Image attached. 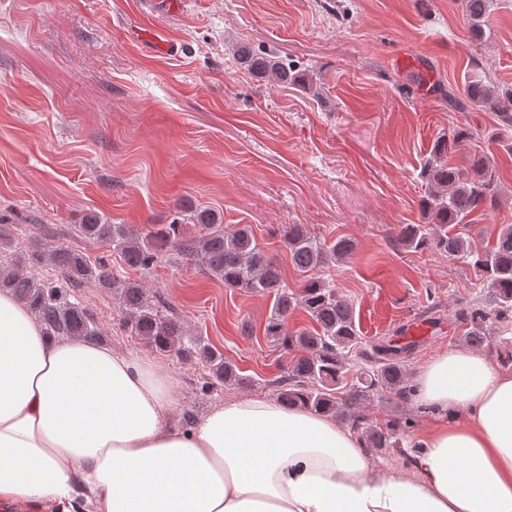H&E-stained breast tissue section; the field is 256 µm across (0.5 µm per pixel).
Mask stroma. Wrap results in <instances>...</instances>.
Instances as JSON below:
<instances>
[{
  "label": "stroma",
  "instance_id": "1",
  "mask_svg": "<svg viewBox=\"0 0 512 512\" xmlns=\"http://www.w3.org/2000/svg\"><path fill=\"white\" fill-rule=\"evenodd\" d=\"M492 2L476 46L461 0H0V215L18 227L13 248L41 240L104 258L253 377L248 388L203 392L200 365L156 354L129 336L110 292L79 288L106 346L173 378L178 423L274 396L291 354L264 335L273 298L227 288L179 256L147 272L125 268L112 247L76 232L88 211L142 234L181 205L214 210L251 226L293 290L302 276L282 227L350 239L351 255L321 274L352 305L365 346L403 342L424 320L433 331L410 347V371L467 347L460 313L490 296L479 270L394 237L423 223L420 170L433 141L456 128L500 172L497 207L466 227L473 248L512 224V158L489 138L496 116L452 110L439 93L462 92L469 75L512 86V0ZM134 28L174 53L153 52ZM243 47L281 57L309 86L251 75L236 56ZM365 413L381 425L411 421L400 447L365 451L372 464L407 466L428 416L393 396Z\"/></svg>",
  "mask_w": 512,
  "mask_h": 512
}]
</instances>
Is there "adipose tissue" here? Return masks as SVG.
Returning <instances> with one entry per match:
<instances>
[{"label": "adipose tissue", "mask_w": 512, "mask_h": 512, "mask_svg": "<svg viewBox=\"0 0 512 512\" xmlns=\"http://www.w3.org/2000/svg\"><path fill=\"white\" fill-rule=\"evenodd\" d=\"M147 359L52 340L0 294V500L49 512H512V374L451 350L415 376L406 469L332 417L249 397L187 429Z\"/></svg>", "instance_id": "1"}]
</instances>
